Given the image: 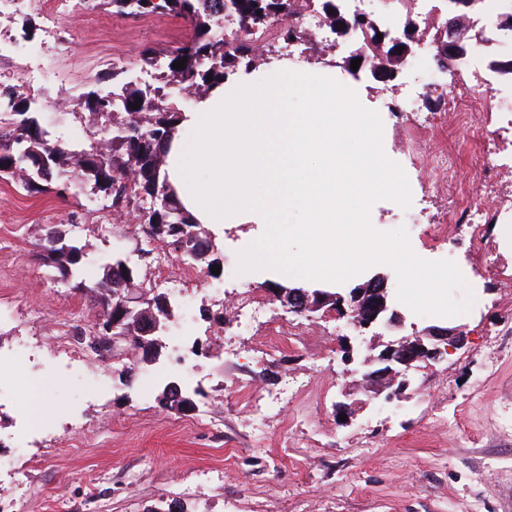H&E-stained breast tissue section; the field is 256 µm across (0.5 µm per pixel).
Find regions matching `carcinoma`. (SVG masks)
I'll list each match as a JSON object with an SVG mask.
<instances>
[{
  "label": "carcinoma",
  "mask_w": 512,
  "mask_h": 512,
  "mask_svg": "<svg viewBox=\"0 0 512 512\" xmlns=\"http://www.w3.org/2000/svg\"><path fill=\"white\" fill-rule=\"evenodd\" d=\"M227 1L232 2L233 15L242 31V37L230 44L212 41V25L224 18ZM109 3L114 13L128 17L158 13L191 22L193 37L168 52L162 78L168 84L196 92L205 93L223 81L228 73L264 59L250 35L254 29L265 25V18L273 12L285 8L292 16L288 24L279 27L277 40L287 43L308 40V33L298 23L300 13L308 7V0H109ZM339 4L341 0H320L319 7L325 24L341 38L350 27L360 25V20L342 10L336 11ZM442 26L439 22L419 30L406 21L402 34L433 42ZM355 57L390 79L397 76L400 58L392 55L388 48L380 47V42L373 38L356 50ZM183 58L186 59L184 68L172 67ZM209 75L212 76L210 81L207 80ZM83 102L87 110L102 117L113 115L117 110L125 117L120 126L112 129L106 146L97 153L63 149L40 126L35 117L36 101L21 96L13 86H1L0 110L9 114V121L6 126H0V178L17 175L20 188L27 193L52 190L60 195L62 182L56 180V175L72 166L78 177L93 181L97 191L111 197L112 207L116 209L135 207L141 196L146 195L153 202V210L142 225L143 233L150 239L165 241L170 247L179 237L188 236L194 241L193 250L181 253L180 257L201 272L211 270L214 260L210 259L211 246L207 245L209 232L179 203L175 191L162 177V147L176 129L180 110L161 90L142 88L130 82L123 83L120 90L110 95L87 92ZM135 102L140 108L131 107ZM39 255L43 264L53 269L61 280L72 283L73 289L93 288L99 296L101 318L108 315L120 294L135 285V268L119 255L112 256V261L103 265L104 273L99 281L91 286L86 284L79 278L85 258L83 247L59 230L47 232ZM159 310L171 316L170 300L163 294L143 303L140 319L148 321Z\"/></svg>",
  "instance_id": "obj_1"
}]
</instances>
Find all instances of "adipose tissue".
<instances>
[{"instance_id":"adipose-tissue-1","label":"adipose tissue","mask_w":512,"mask_h":512,"mask_svg":"<svg viewBox=\"0 0 512 512\" xmlns=\"http://www.w3.org/2000/svg\"><path fill=\"white\" fill-rule=\"evenodd\" d=\"M268 81L236 71L213 86L194 111L183 113L167 147L164 170L181 203L199 223L271 224L289 210L306 211L311 250L294 278L335 282L348 256L336 252V205L399 194L403 185L377 147L375 116L358 111L316 72H295L287 61L265 63ZM304 97L305 112L288 100ZM263 193H255L256 183Z\"/></svg>"}]
</instances>
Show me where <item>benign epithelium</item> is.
Listing matches in <instances>:
<instances>
[{"label":"benign epithelium","mask_w":512,"mask_h":512,"mask_svg":"<svg viewBox=\"0 0 512 512\" xmlns=\"http://www.w3.org/2000/svg\"><path fill=\"white\" fill-rule=\"evenodd\" d=\"M471 6L470 0H456L435 46H444L448 58H457L471 50L467 31L460 24L461 16ZM385 278H371L347 294H332L321 289H300L288 295L284 305L288 311L307 317L325 310L336 319H344L361 332L383 330L393 332L403 326L402 314L388 305ZM463 338L455 328L431 325L421 333L402 336L384 344L378 355L370 359L365 375L367 388L374 398L388 403L400 398L409 387L407 372L417 363L436 360L441 345L458 346Z\"/></svg>","instance_id":"benign-epithelium-1"}]
</instances>
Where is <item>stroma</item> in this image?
Returning <instances> with one entry per match:
<instances>
[{
  "instance_id": "35a3bbf8",
  "label": "stroma",
  "mask_w": 512,
  "mask_h": 512,
  "mask_svg": "<svg viewBox=\"0 0 512 512\" xmlns=\"http://www.w3.org/2000/svg\"><path fill=\"white\" fill-rule=\"evenodd\" d=\"M42 0H0V39L10 41L0 72L36 65L38 83L22 87L40 102V125L64 143L90 146L108 118L90 114L84 92L111 90L112 71H140L143 48L166 50L193 35L166 15L127 18L105 0L60 17L48 37ZM336 84L379 115V149L401 173L404 196H374L361 218L365 237L401 242L427 270L442 272L437 305H415L395 260L366 264L337 281L354 287L385 277L403 334L430 325L458 328L463 343L410 370L406 399L384 403L356 391L361 370L343 364L342 322L291 315L287 334L274 324L239 322L247 296L279 309L268 283L287 280L283 262L308 255L307 214L293 209L276 224H228L218 239L220 274L185 279L166 244L140 236L132 216L114 220L111 201L92 182L63 197L30 195L0 180V355L29 357L26 380L0 392V512H512V247L498 225L481 235L469 225L438 232L446 194L405 174L410 115L398 111L400 80L368 70L337 71ZM82 244L83 276L94 282L115 250L134 245L166 257L179 303L161 338L160 356L97 355L80 343L101 308L43 265L37 245L50 228ZM259 249L264 263L247 265ZM223 313L201 318L200 308ZM96 395L79 398L78 377ZM171 382L200 390L191 412L158 401ZM42 393L45 427L25 433L19 416L29 392ZM264 413L253 415L258 399ZM353 417L338 421L335 405Z\"/></svg>"
}]
</instances>
